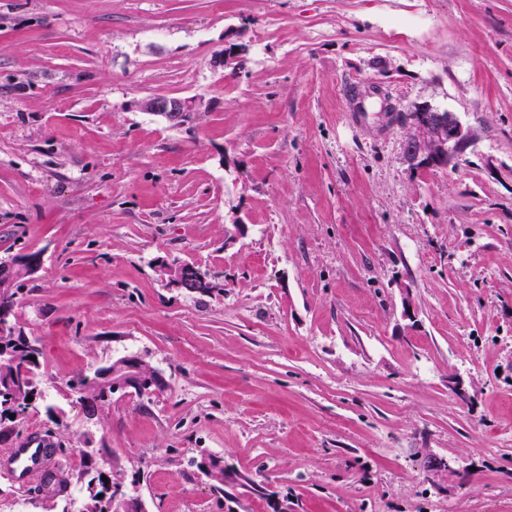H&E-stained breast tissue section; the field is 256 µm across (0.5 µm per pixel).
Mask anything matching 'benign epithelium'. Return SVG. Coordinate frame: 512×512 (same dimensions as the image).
I'll return each instance as SVG.
<instances>
[{
  "label": "benign epithelium",
  "mask_w": 512,
  "mask_h": 512,
  "mask_svg": "<svg viewBox=\"0 0 512 512\" xmlns=\"http://www.w3.org/2000/svg\"><path fill=\"white\" fill-rule=\"evenodd\" d=\"M202 100L190 98L152 97L138 103V108L164 117L168 122L181 124L185 117L199 110ZM415 132L407 138L405 155L414 168L445 166L471 139V133L452 112L439 111L428 105H419L412 113ZM181 266L166 263L161 275L166 285L184 287ZM147 362L140 356H126L124 361L99 369L103 378L112 386V394L121 396L144 395L163 388V378L156 369H146ZM102 498L112 499L117 512H136L138 503L130 497L123 481L110 480Z\"/></svg>",
  "instance_id": "1"
}]
</instances>
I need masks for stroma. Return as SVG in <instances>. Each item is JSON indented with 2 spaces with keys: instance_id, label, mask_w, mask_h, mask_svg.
<instances>
[{
  "instance_id": "35a3bbf8",
  "label": "stroma",
  "mask_w": 512,
  "mask_h": 512,
  "mask_svg": "<svg viewBox=\"0 0 512 512\" xmlns=\"http://www.w3.org/2000/svg\"><path fill=\"white\" fill-rule=\"evenodd\" d=\"M372 79L380 136L346 119ZM419 103L472 134L448 166L405 158ZM22 248L42 399L0 449L51 434L70 481L0 472V512H84L85 459L141 512H224L203 453L235 512H512V0H0V258ZM176 260L223 288L168 287ZM125 355L165 387L87 415L69 380ZM202 106V100L190 98L152 97L139 102L138 107L144 112H150L164 117L168 122L181 124L185 117L197 112Z\"/></svg>"
}]
</instances>
